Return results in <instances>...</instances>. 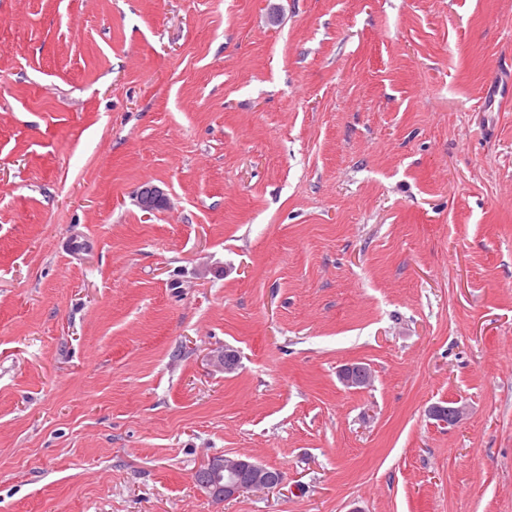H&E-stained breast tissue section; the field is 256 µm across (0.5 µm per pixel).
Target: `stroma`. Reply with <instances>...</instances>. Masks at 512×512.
<instances>
[{"label":"stroma","mask_w":512,"mask_h":512,"mask_svg":"<svg viewBox=\"0 0 512 512\" xmlns=\"http://www.w3.org/2000/svg\"><path fill=\"white\" fill-rule=\"evenodd\" d=\"M0 512H512V0H0ZM137 202L144 211H152L157 207L170 204L167 193L156 185L143 186L136 194ZM204 468L195 473V480L215 499L229 501L241 493L252 490H263L267 493L279 488L283 484V475H271L266 468L256 462L250 461L249 456H224L212 458Z\"/></svg>","instance_id":"35a3bbf8"}]
</instances>
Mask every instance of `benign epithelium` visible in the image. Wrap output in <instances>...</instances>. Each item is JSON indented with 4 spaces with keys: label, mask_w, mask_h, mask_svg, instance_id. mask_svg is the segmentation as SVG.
Returning <instances> with one entry per match:
<instances>
[{
    "label": "benign epithelium",
    "mask_w": 512,
    "mask_h": 512,
    "mask_svg": "<svg viewBox=\"0 0 512 512\" xmlns=\"http://www.w3.org/2000/svg\"><path fill=\"white\" fill-rule=\"evenodd\" d=\"M137 202L145 211L170 204L167 193L156 185L144 186L136 194ZM364 374L357 364H350L340 371L342 383L358 390L364 385ZM208 478L203 487L216 499L232 500L252 490L273 491L283 484V475L270 474L266 468L248 456L212 458L206 464Z\"/></svg>",
    "instance_id": "7a95c632"
}]
</instances>
